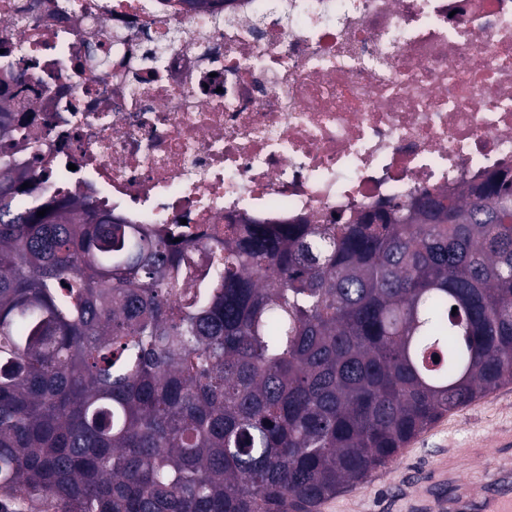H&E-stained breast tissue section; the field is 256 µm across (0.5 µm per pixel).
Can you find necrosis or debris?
Masks as SVG:
<instances>
[{"instance_id": "1", "label": "necrosis or debris", "mask_w": 512, "mask_h": 512, "mask_svg": "<svg viewBox=\"0 0 512 512\" xmlns=\"http://www.w3.org/2000/svg\"><path fill=\"white\" fill-rule=\"evenodd\" d=\"M0 158L136 224H331L512 178V0H0Z\"/></svg>"}]
</instances>
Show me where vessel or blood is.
Returning a JSON list of instances; mask_svg holds the SVG:
<instances>
[{"instance_id": "obj_1", "label": "vessel or blood", "mask_w": 512, "mask_h": 512, "mask_svg": "<svg viewBox=\"0 0 512 512\" xmlns=\"http://www.w3.org/2000/svg\"><path fill=\"white\" fill-rule=\"evenodd\" d=\"M492 456L494 475L481 488L460 474V458ZM411 512H512V431L501 430L492 443L440 458L420 479Z\"/></svg>"}]
</instances>
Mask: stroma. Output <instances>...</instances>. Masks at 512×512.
I'll return each instance as SVG.
<instances>
[{
    "mask_svg": "<svg viewBox=\"0 0 512 512\" xmlns=\"http://www.w3.org/2000/svg\"><path fill=\"white\" fill-rule=\"evenodd\" d=\"M512 427V385L460 411L447 415L413 439L386 467L363 485L336 496L334 512H406L417 476L451 449L491 440L501 428Z\"/></svg>",
    "mask_w": 512,
    "mask_h": 512,
    "instance_id": "35a3bbf8",
    "label": "stroma"
}]
</instances>
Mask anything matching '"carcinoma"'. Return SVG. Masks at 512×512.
I'll list each match as a JSON object with an SVG mask.
<instances>
[{"instance_id": "carcinoma-1", "label": "carcinoma", "mask_w": 512, "mask_h": 512, "mask_svg": "<svg viewBox=\"0 0 512 512\" xmlns=\"http://www.w3.org/2000/svg\"><path fill=\"white\" fill-rule=\"evenodd\" d=\"M29 181L0 169L6 504L318 512L512 383L503 176L179 242Z\"/></svg>"}]
</instances>
